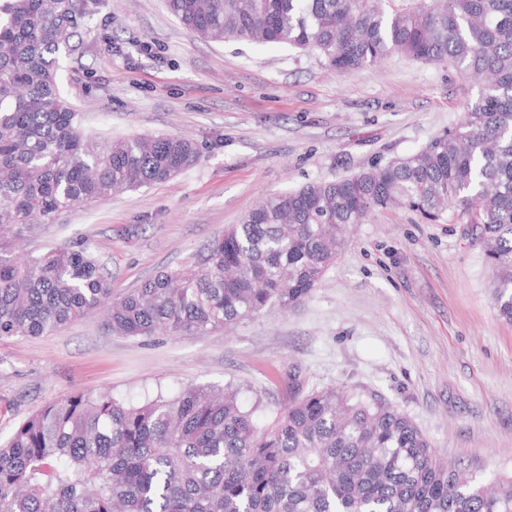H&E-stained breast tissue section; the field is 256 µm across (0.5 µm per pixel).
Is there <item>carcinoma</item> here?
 <instances>
[{
    "mask_svg": "<svg viewBox=\"0 0 512 512\" xmlns=\"http://www.w3.org/2000/svg\"><path fill=\"white\" fill-rule=\"evenodd\" d=\"M167 0L200 39L284 43L340 73L392 53L446 61L479 85L424 149L272 194L212 241L197 268L114 298L88 246L16 250L65 211L167 181L198 161L165 135L95 139L61 97L59 59L90 0H0V338L91 314L123 336H204L304 302L349 224L397 202L435 221L474 214L500 318L512 322V0ZM232 388L142 405L75 394L0 445V512H512V476L448 466L404 413L341 386L296 394L260 426Z\"/></svg>",
    "mask_w": 512,
    "mask_h": 512,
    "instance_id": "cac0c4a2",
    "label": "carcinoma"
}]
</instances>
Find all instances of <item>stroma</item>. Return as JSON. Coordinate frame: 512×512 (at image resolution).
Returning a JSON list of instances; mask_svg holds the SVG:
<instances>
[{
	"label": "stroma",
	"mask_w": 512,
	"mask_h": 512,
	"mask_svg": "<svg viewBox=\"0 0 512 512\" xmlns=\"http://www.w3.org/2000/svg\"><path fill=\"white\" fill-rule=\"evenodd\" d=\"M57 71L92 137L178 134L198 162L170 180L64 212L27 255L88 242L113 296L199 265L266 195L419 152L455 126L477 85L395 53L348 75L280 44L202 40L166 0H98ZM470 212L408 209L356 225L310 297L206 336L113 334L91 314L46 336L0 339V441L83 392L135 403L184 385L239 388L259 422L294 393L336 386L395 406L439 456L512 474V323Z\"/></svg>",
	"instance_id": "35a3bbf8"
}]
</instances>
